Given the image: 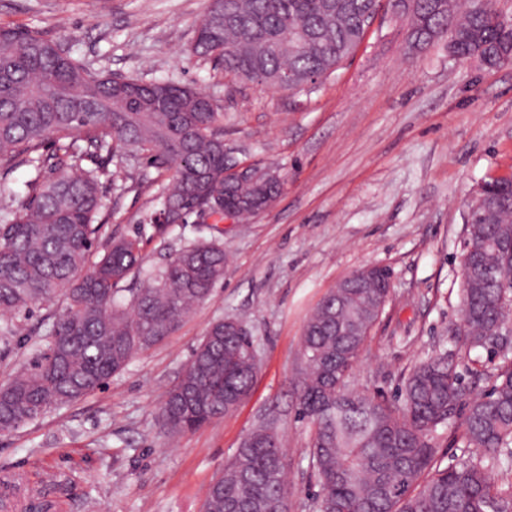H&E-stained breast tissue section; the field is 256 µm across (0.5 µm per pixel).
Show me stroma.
<instances>
[{"label": "stroma", "instance_id": "stroma-1", "mask_svg": "<svg viewBox=\"0 0 512 512\" xmlns=\"http://www.w3.org/2000/svg\"><path fill=\"white\" fill-rule=\"evenodd\" d=\"M208 0H0V24L35 27L104 71L191 83L221 107L224 142L245 163L278 169L265 212L225 225L224 279L162 343L108 386L0 435V499L40 497L49 512H201L205 490L243 439L271 425L286 450L289 512H315L312 433L297 414L302 336L321 298L369 265L391 269V292L353 372L358 390L396 399L412 366L456 350L464 216L478 184L512 175V62L456 60L446 41L407 47L383 0L355 55L312 93L242 83L190 52ZM120 162L102 191L106 233L139 235L142 267L209 237L195 224L158 236L151 221L170 168ZM43 310L24 335L0 339V383L44 339ZM242 318L260 372L230 416L169 433L160 407L208 326ZM457 352L466 389L487 390L499 364Z\"/></svg>", "mask_w": 512, "mask_h": 512}]
</instances>
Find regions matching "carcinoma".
<instances>
[{"label": "carcinoma", "instance_id": "carcinoma-1", "mask_svg": "<svg viewBox=\"0 0 512 512\" xmlns=\"http://www.w3.org/2000/svg\"><path fill=\"white\" fill-rule=\"evenodd\" d=\"M460 0H391L405 18L408 43L445 39L467 59L479 50L494 65L512 61V22L496 7ZM381 0H209L191 51L243 82L313 92L353 56ZM221 113L207 93L173 81L120 84L73 56L60 40L29 27L0 26V168L35 170L26 199L0 212V335L23 334L32 309L57 296L46 344L0 384V434L106 386L140 351L164 341L224 277L218 239L197 241L146 274L129 304L119 284L141 269L140 240L104 234L112 218L100 191L112 180L111 145L171 165L160 186V213L210 229L224 211L251 217L280 194L267 169L257 181H228L238 161L224 147ZM55 150L43 152L46 140ZM90 167H85V163ZM497 205L469 217L467 242L480 246L473 275L463 280L459 348L495 346L493 329L512 311V177L484 181ZM392 273L377 267L347 278L308 318L302 338L306 374L299 418L312 429L310 462L319 485L317 512H512V484L491 477L512 469V356L490 389L466 396L451 353L420 362L406 376L400 402L353 388L351 376L384 311ZM224 334L213 322L161 406L171 432H193L231 414L260 366L245 359L252 338L238 320ZM463 415L464 439L479 456L438 464L437 432ZM284 449L265 426L253 431L224 465L222 487L210 483L204 512H289Z\"/></svg>", "mask_w": 512, "mask_h": 512}]
</instances>
